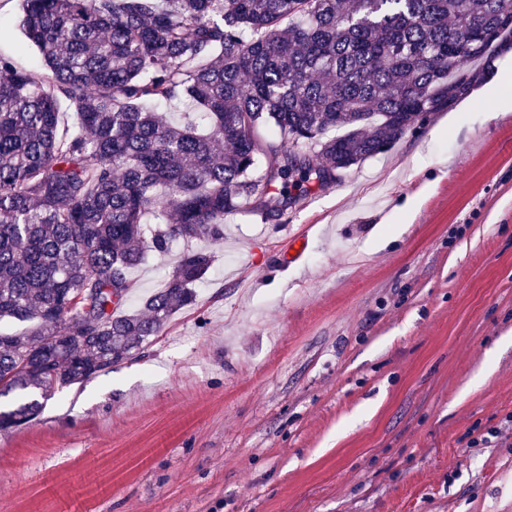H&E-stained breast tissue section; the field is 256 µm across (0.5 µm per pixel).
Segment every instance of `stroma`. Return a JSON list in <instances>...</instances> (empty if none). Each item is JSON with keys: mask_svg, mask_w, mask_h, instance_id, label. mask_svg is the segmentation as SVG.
<instances>
[{"mask_svg": "<svg viewBox=\"0 0 512 512\" xmlns=\"http://www.w3.org/2000/svg\"><path fill=\"white\" fill-rule=\"evenodd\" d=\"M18 19L0 53L38 68ZM211 250L159 336L0 431V512H512V438L467 448L512 418V105L471 92Z\"/></svg>", "mask_w": 512, "mask_h": 512, "instance_id": "stroma-1", "label": "stroma"}]
</instances>
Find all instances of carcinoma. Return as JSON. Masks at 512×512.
<instances>
[{
  "label": "carcinoma",
  "instance_id": "carcinoma-1",
  "mask_svg": "<svg viewBox=\"0 0 512 512\" xmlns=\"http://www.w3.org/2000/svg\"><path fill=\"white\" fill-rule=\"evenodd\" d=\"M42 65L0 53V332L7 392L81 383L196 300L181 253L132 311L130 269L175 239H224L290 188L385 153L512 49V0H21ZM158 104L181 105L171 122ZM88 296L91 301L76 300ZM42 403L0 410V429Z\"/></svg>",
  "mask_w": 512,
  "mask_h": 512
}]
</instances>
